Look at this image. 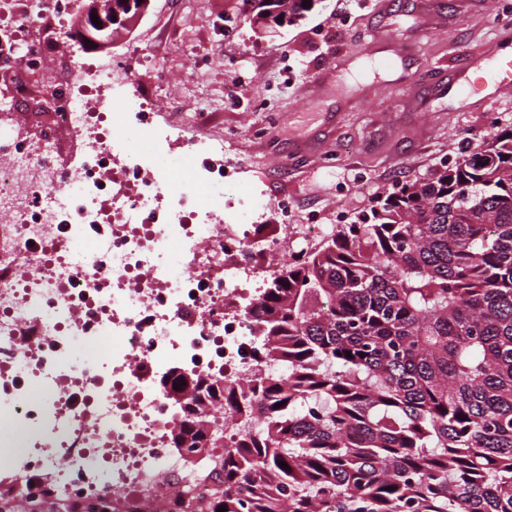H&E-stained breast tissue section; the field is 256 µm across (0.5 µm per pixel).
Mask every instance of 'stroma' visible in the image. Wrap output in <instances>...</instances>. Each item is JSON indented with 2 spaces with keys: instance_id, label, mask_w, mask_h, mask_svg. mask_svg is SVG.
Returning <instances> with one entry per match:
<instances>
[{
  "instance_id": "obj_1",
  "label": "stroma",
  "mask_w": 512,
  "mask_h": 512,
  "mask_svg": "<svg viewBox=\"0 0 512 512\" xmlns=\"http://www.w3.org/2000/svg\"><path fill=\"white\" fill-rule=\"evenodd\" d=\"M505 36L512 22L497 18L493 0H314L271 32L250 26L238 0H150L112 51L151 50L136 79L159 119L223 138L237 167L231 193L264 204L256 236L288 219L301 252L338 221L369 214L374 194L427 179L512 129V87L485 106L451 85L457 63ZM371 49L401 59L403 72L366 75ZM341 56L348 73L325 81Z\"/></svg>"
}]
</instances>
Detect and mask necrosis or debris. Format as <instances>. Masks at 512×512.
I'll use <instances>...</instances> for the list:
<instances>
[{"mask_svg": "<svg viewBox=\"0 0 512 512\" xmlns=\"http://www.w3.org/2000/svg\"><path fill=\"white\" fill-rule=\"evenodd\" d=\"M64 2L0 0L9 40L22 43L16 70L53 61L46 82L63 113L33 142L0 126V409L32 435L19 450L0 433L13 451L0 483L38 505L166 512L184 487L199 504L217 483L203 454L173 447L186 400L159 380L265 371L253 313L286 269L288 238L255 239V206L224 192L223 143L187 136L198 155L189 172L130 146L133 126L168 138L152 103L127 89L139 55L86 58ZM85 87L101 111L87 108ZM65 135L79 147L68 166L56 161Z\"/></svg>", "mask_w": 512, "mask_h": 512, "instance_id": "4bbe7bcc", "label": "necrosis or debris"}]
</instances>
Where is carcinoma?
Wrapping results in <instances>:
<instances>
[{
  "mask_svg": "<svg viewBox=\"0 0 512 512\" xmlns=\"http://www.w3.org/2000/svg\"><path fill=\"white\" fill-rule=\"evenodd\" d=\"M257 318L276 369L191 380L172 444L222 449L220 483L168 512H512V129L298 255Z\"/></svg>",
  "mask_w": 512,
  "mask_h": 512,
  "instance_id": "obj_1",
  "label": "carcinoma"
}]
</instances>
